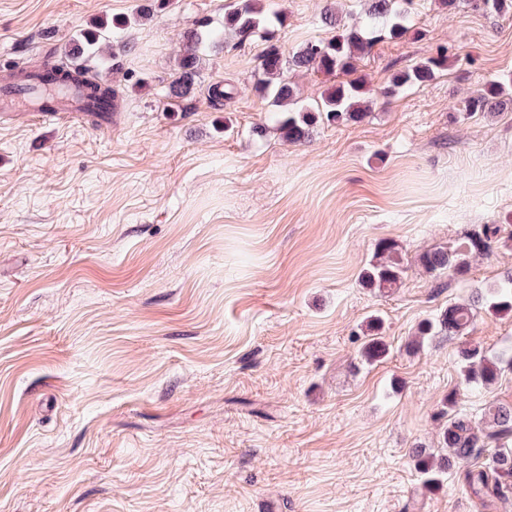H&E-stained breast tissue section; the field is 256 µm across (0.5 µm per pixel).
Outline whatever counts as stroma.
<instances>
[{
    "instance_id": "obj_1",
    "label": "stroma",
    "mask_w": 512,
    "mask_h": 512,
    "mask_svg": "<svg viewBox=\"0 0 512 512\" xmlns=\"http://www.w3.org/2000/svg\"><path fill=\"white\" fill-rule=\"evenodd\" d=\"M141 2L0 0V85L101 24L100 53L70 63L120 90L108 131L21 110L0 126V512H484L461 469L429 492L409 453L436 444L460 340L510 351L512 318L481 305L463 339L405 345L512 270V241L462 279L418 262L512 216V109H451L512 71V15L413 0L424 39L360 72L376 88L440 46L447 71L292 144L253 90L259 43L204 44L191 107L167 96L185 32L221 30L233 0L139 19ZM268 2L285 55L330 37L324 0ZM382 238L404 266L385 295L358 280ZM373 316L390 353L370 365ZM499 403L512 369L457 409Z\"/></svg>"
}]
</instances>
